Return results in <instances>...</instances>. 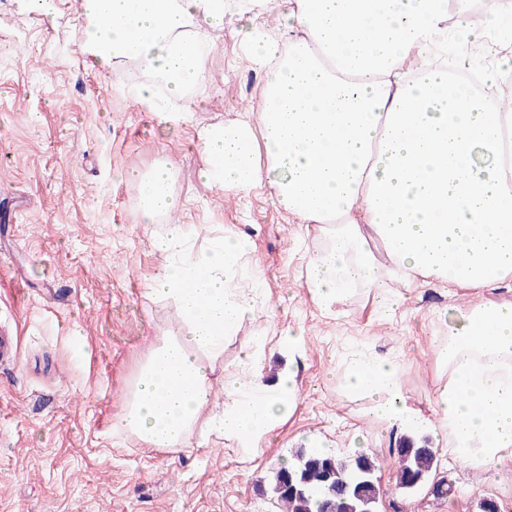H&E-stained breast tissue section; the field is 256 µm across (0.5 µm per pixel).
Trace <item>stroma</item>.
<instances>
[{"label": "stroma", "mask_w": 512, "mask_h": 512, "mask_svg": "<svg viewBox=\"0 0 512 512\" xmlns=\"http://www.w3.org/2000/svg\"><path fill=\"white\" fill-rule=\"evenodd\" d=\"M78 9L79 0H51L47 16L25 0L0 7V325L20 340L16 363L0 366V512H271L268 471L315 445L384 459L382 512H480L486 499L512 512V473L489 479L446 454L435 477L452 483L451 495H401L388 463L395 439L342 378L353 353L394 356L409 402L428 411L443 378L433 341L446 311L471 292L392 281L389 294L404 298L394 314L362 291L326 311L307 292L305 266L329 233L295 223L271 182L231 200L198 177V129L263 108V78L241 58L238 31L271 14L225 15L205 44L212 80L193 87L191 120L166 126L134 96L154 76L131 62L104 72L88 65ZM159 161L174 172L179 219L193 226L196 247L244 236L237 283L261 284L259 313L226 339L217 373L238 371L252 349L274 380L286 364L279 331L306 334L297 406L251 455L199 433L175 450L112 433L149 337L178 320L173 301L145 297L165 263L149 238L165 222L142 223L140 189L120 178Z\"/></svg>", "instance_id": "1"}]
</instances>
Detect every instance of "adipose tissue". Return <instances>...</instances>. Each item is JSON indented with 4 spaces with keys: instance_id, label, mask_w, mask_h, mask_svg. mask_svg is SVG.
<instances>
[{
    "instance_id": "ef3b65f1",
    "label": "adipose tissue",
    "mask_w": 512,
    "mask_h": 512,
    "mask_svg": "<svg viewBox=\"0 0 512 512\" xmlns=\"http://www.w3.org/2000/svg\"><path fill=\"white\" fill-rule=\"evenodd\" d=\"M266 0H81L78 17L91 66L119 59L169 78L167 99L151 86L137 100L161 123H186V85L207 77L202 46L232 8ZM282 24L240 31L242 56L264 76L258 119L198 134L199 177L225 197L247 196L273 180L279 206L303 224L334 225L330 248L309 260L311 298L329 309L355 286L394 311L385 283L418 287L420 279L480 293L454 307L436 350L445 378L431 401L436 422L408 405L401 366L391 356L351 358L347 387L370 403L373 418L395 432L433 426L441 452L496 476L512 468V301L493 297L512 276V102L497 111L469 86L449 85L448 71L428 62L450 36L458 54L490 32L512 30L494 11L474 24L466 7L448 22V0H281ZM421 58L417 77L405 64ZM264 163H257L256 150ZM138 183L142 221L166 218L151 248L167 259L148 298L173 300L178 333L154 337L112 423L152 448H186L197 425L243 451L260 442L295 407V371L262 380L258 356L247 376L224 379V406L211 410L214 361L224 342L254 319L252 297L233 280L247 241L215 238L204 249L171 222L182 202L170 189L171 167L127 170Z\"/></svg>"
}]
</instances>
